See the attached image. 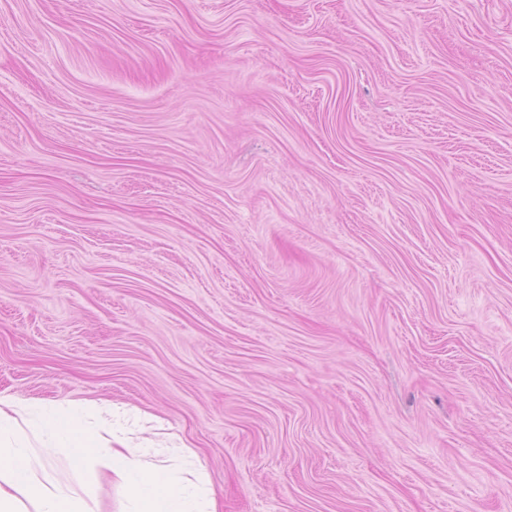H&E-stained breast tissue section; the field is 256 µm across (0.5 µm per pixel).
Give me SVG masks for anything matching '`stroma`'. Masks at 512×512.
Masks as SVG:
<instances>
[{"label": "stroma", "instance_id": "1", "mask_svg": "<svg viewBox=\"0 0 512 512\" xmlns=\"http://www.w3.org/2000/svg\"><path fill=\"white\" fill-rule=\"evenodd\" d=\"M0 395L217 512H512V0H0Z\"/></svg>", "mask_w": 512, "mask_h": 512}]
</instances>
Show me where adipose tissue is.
Wrapping results in <instances>:
<instances>
[{"label": "adipose tissue", "mask_w": 512, "mask_h": 512, "mask_svg": "<svg viewBox=\"0 0 512 512\" xmlns=\"http://www.w3.org/2000/svg\"><path fill=\"white\" fill-rule=\"evenodd\" d=\"M104 425L88 428L77 415L21 396H0V512H95L96 488L74 490L50 471L47 457L64 449L77 467L107 475L119 494L116 512H217L201 469L158 465L166 442L134 439L143 420L112 405Z\"/></svg>", "instance_id": "1"}]
</instances>
